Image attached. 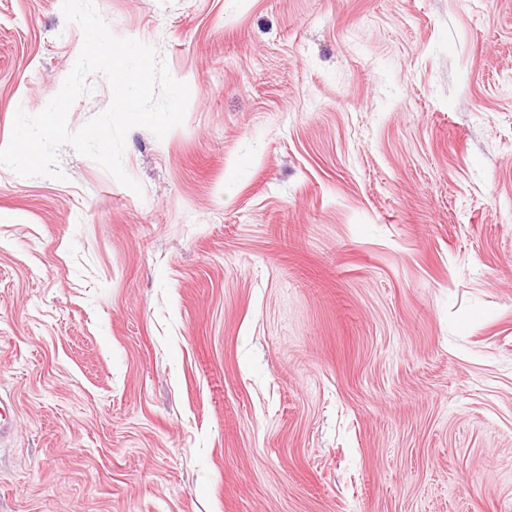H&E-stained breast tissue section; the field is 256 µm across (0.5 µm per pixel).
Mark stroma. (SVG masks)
I'll use <instances>...</instances> for the list:
<instances>
[{
  "label": "stroma",
  "mask_w": 512,
  "mask_h": 512,
  "mask_svg": "<svg viewBox=\"0 0 512 512\" xmlns=\"http://www.w3.org/2000/svg\"><path fill=\"white\" fill-rule=\"evenodd\" d=\"M95 2L189 102L142 194L0 166V512H512V0ZM61 3L0 0V146Z\"/></svg>",
  "instance_id": "1"
}]
</instances>
